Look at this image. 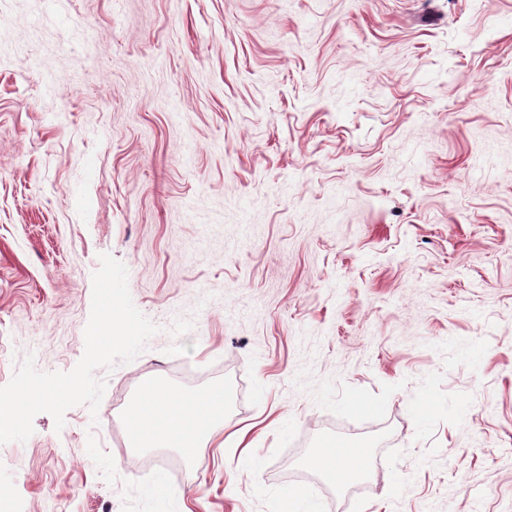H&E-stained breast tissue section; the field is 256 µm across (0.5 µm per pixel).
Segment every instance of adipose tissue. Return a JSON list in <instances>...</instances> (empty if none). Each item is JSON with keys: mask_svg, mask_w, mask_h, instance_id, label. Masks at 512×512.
<instances>
[{"mask_svg": "<svg viewBox=\"0 0 512 512\" xmlns=\"http://www.w3.org/2000/svg\"><path fill=\"white\" fill-rule=\"evenodd\" d=\"M225 404L220 386L186 392L162 381L147 383L125 411L130 446L176 448L192 455L202 442L217 437L224 423ZM370 457L367 443L326 442L315 450L307 465L343 489L368 478Z\"/></svg>", "mask_w": 512, "mask_h": 512, "instance_id": "obj_1", "label": "adipose tissue"}]
</instances>
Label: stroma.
I'll return each mask as SVG.
<instances>
[{"label":"stroma","instance_id":"35a3bbf8","mask_svg":"<svg viewBox=\"0 0 512 512\" xmlns=\"http://www.w3.org/2000/svg\"><path fill=\"white\" fill-rule=\"evenodd\" d=\"M104 253L159 331L0 445V512H280L284 471L320 512H512V0H0V386L79 362ZM185 365L257 468L130 448ZM336 439L373 461L342 491ZM369 447L364 442H326L311 455L307 466L336 488L344 489L368 478Z\"/></svg>","mask_w":512,"mask_h":512}]
</instances>
